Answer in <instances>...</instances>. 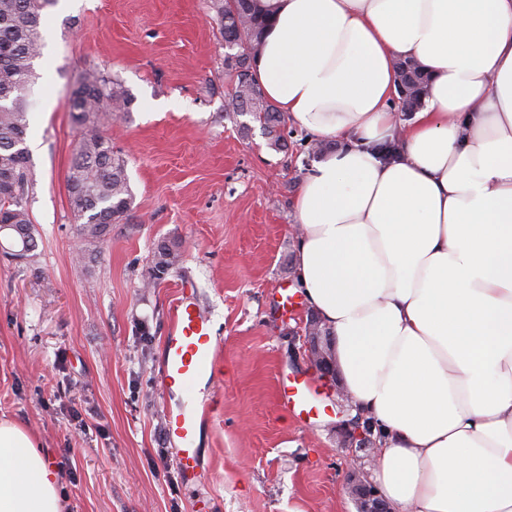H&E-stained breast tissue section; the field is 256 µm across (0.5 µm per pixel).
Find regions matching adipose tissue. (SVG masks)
<instances>
[{
	"instance_id": "adipose-tissue-1",
	"label": "adipose tissue",
	"mask_w": 512,
	"mask_h": 512,
	"mask_svg": "<svg viewBox=\"0 0 512 512\" xmlns=\"http://www.w3.org/2000/svg\"><path fill=\"white\" fill-rule=\"evenodd\" d=\"M252 73L327 150L293 201L294 277L335 337L397 512H512V0H258ZM429 77L403 118L395 64ZM0 420V512H62Z\"/></svg>"
}]
</instances>
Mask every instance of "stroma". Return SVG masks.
<instances>
[{
    "instance_id": "1",
    "label": "stroma",
    "mask_w": 512,
    "mask_h": 512,
    "mask_svg": "<svg viewBox=\"0 0 512 512\" xmlns=\"http://www.w3.org/2000/svg\"><path fill=\"white\" fill-rule=\"evenodd\" d=\"M28 101L36 257L0 254V420L36 436L61 473L63 512H356L345 483L350 418L339 381L301 355L311 310L285 313L299 229L292 203L315 162L287 124L226 113L236 86L206 0H51ZM120 79L129 111L100 132L127 162L131 216L95 259L76 256L66 176L78 131L68 110L87 73ZM176 244L181 274L148 288L153 249ZM195 289L219 344L204 391L200 475L174 467L160 387L169 309ZM317 388L326 414L281 407L282 379Z\"/></svg>"
}]
</instances>
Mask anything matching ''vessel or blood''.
Masks as SVG:
<instances>
[{"mask_svg":"<svg viewBox=\"0 0 512 512\" xmlns=\"http://www.w3.org/2000/svg\"><path fill=\"white\" fill-rule=\"evenodd\" d=\"M218 343L210 321L190 288H182L170 313V328L162 344L160 383L164 392L179 397L177 406L167 408V431L176 446L175 463L186 475H197L201 465L197 433L202 420L194 400L202 380L212 379L217 370ZM281 399L296 415L319 413L315 389L305 381L281 385Z\"/></svg>","mask_w":512,"mask_h":512,"instance_id":"obj_1","label":"vessel or blood"}]
</instances>
